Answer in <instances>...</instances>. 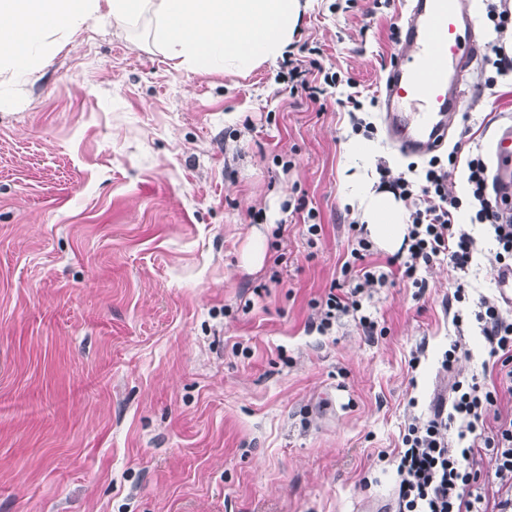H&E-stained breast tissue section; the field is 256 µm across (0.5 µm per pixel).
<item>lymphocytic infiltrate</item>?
<instances>
[{
    "mask_svg": "<svg viewBox=\"0 0 512 512\" xmlns=\"http://www.w3.org/2000/svg\"><path fill=\"white\" fill-rule=\"evenodd\" d=\"M487 17L493 22L498 42L488 47L487 59L494 70L485 80L496 86L498 77L512 73V54L506 52L503 37L512 36V0H487ZM317 48L300 44L286 51L282 66L287 70L290 92H304L318 101L324 86L337 84L336 73L317 60ZM456 154L432 157L422 180L390 177L385 164H378L380 188L411 203L403 245L405 261L388 257L385 263L373 262L374 246L365 234H357L352 259L341 272L350 286L331 285L317 305V331L328 334L340 317L359 314L366 332H373L375 321L361 315L363 296L373 288L410 282L425 288L418 278L421 267L433 261L447 262L451 271L467 269L477 251V242L455 216L462 206L474 211L477 223L488 225L497 248L493 266L512 265V208L490 186V171L481 153L467 157V197L448 187V168L456 164ZM485 340L490 358L481 374L455 379L449 403L437 404L432 416L407 423L401 434L396 456L398 483L397 512H512V414L502 415L501 396L512 395V316L500 300H479L473 312ZM456 429V443H449V429ZM494 468L495 491L486 494L478 484L483 459Z\"/></svg>",
    "mask_w": 512,
    "mask_h": 512,
    "instance_id": "1",
    "label": "lymphocytic infiltrate"
}]
</instances>
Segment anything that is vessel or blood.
Masks as SVG:
<instances>
[{"mask_svg":"<svg viewBox=\"0 0 512 512\" xmlns=\"http://www.w3.org/2000/svg\"><path fill=\"white\" fill-rule=\"evenodd\" d=\"M399 43L382 80L388 138L406 156L438 151L457 116L464 79L481 55L465 0H404ZM500 195L512 201V124L493 143Z\"/></svg>","mask_w":512,"mask_h":512,"instance_id":"b4317fda","label":"vessel or blood"}]
</instances>
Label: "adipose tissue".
Returning a JSON list of instances; mask_svg holds the SVG:
<instances>
[{"instance_id":"obj_1","label":"adipose tissue","mask_w":512,"mask_h":512,"mask_svg":"<svg viewBox=\"0 0 512 512\" xmlns=\"http://www.w3.org/2000/svg\"><path fill=\"white\" fill-rule=\"evenodd\" d=\"M113 26L146 28L152 46L194 73H246L282 56L297 28L299 0H0V73H34L58 47L52 33L71 35L101 17ZM371 235L397 248L404 211L365 175L349 177Z\"/></svg>"}]
</instances>
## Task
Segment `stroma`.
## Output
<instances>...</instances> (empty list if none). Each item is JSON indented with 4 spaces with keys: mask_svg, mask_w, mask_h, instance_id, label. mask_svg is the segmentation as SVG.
Wrapping results in <instances>:
<instances>
[{
    "mask_svg": "<svg viewBox=\"0 0 512 512\" xmlns=\"http://www.w3.org/2000/svg\"><path fill=\"white\" fill-rule=\"evenodd\" d=\"M402 9L301 0L295 41L343 79L316 103L284 91L278 62L193 73L107 22L0 82V512L394 504L404 423L452 380L455 275L437 260L424 291L375 289L374 335L350 315L325 336L310 324L361 217L348 81L377 127L370 164L422 176L373 104ZM484 79L476 67L448 142L489 159L512 74ZM471 232L475 303L498 291L495 242Z\"/></svg>",
    "mask_w": 512,
    "mask_h": 512,
    "instance_id": "stroma-1",
    "label": "stroma"
}]
</instances>
